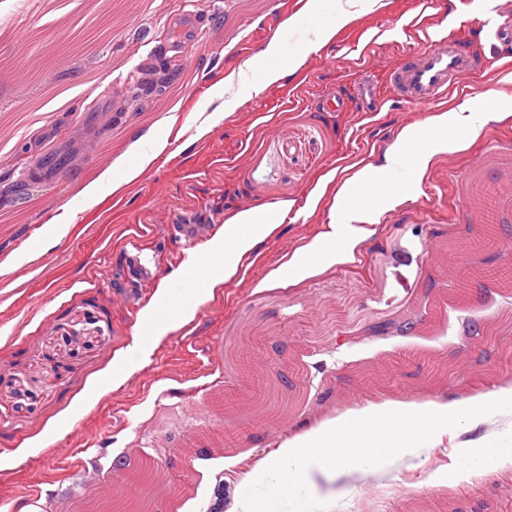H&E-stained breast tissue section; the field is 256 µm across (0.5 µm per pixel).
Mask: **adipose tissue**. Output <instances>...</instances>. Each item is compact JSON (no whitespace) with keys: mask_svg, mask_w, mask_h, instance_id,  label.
<instances>
[{"mask_svg":"<svg viewBox=\"0 0 512 512\" xmlns=\"http://www.w3.org/2000/svg\"><path fill=\"white\" fill-rule=\"evenodd\" d=\"M488 119V113L478 114L469 104H461L429 118L428 124L438 129V137L427 139L420 128L405 127L391 156L411 157L408 175L413 183H420L437 155L466 150L479 137ZM166 147V141H156L140 153L136 165L121 164L104 171L84 187L79 200L69 207L66 219L49 221L47 235L65 236L80 212L118 193L148 169ZM354 194V184L347 182L336 196L337 207L349 216V223L333 225L327 238L312 241L302 254L290 257L282 268L268 274V281L284 278L294 285L353 260L376 222L373 209L354 205ZM272 229L262 208L236 214L225 225L223 236L209 245L211 253L224 258L221 277L232 279L242 260ZM505 407H512V386L494 384L473 396L451 401L386 399L335 410L307 430L288 434L264 456L240 455L236 461L240 468L237 494L228 512H253V502L262 494L271 499L273 512H291L296 504L303 512H326L325 500L313 492L315 475L333 471L342 476L358 473L359 460L364 455L397 458L411 444L407 427L418 420L428 423L420 437L423 447L441 445L443 436L448 434L456 438L461 448L494 447L500 435L489 430L488 423L492 414Z\"/></svg>","mask_w":512,"mask_h":512,"instance_id":"obj_1","label":"adipose tissue"}]
</instances>
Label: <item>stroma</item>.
I'll list each match as a JSON object with an SVG mask.
<instances>
[{"instance_id": "1", "label": "stroma", "mask_w": 512, "mask_h": 512, "mask_svg": "<svg viewBox=\"0 0 512 512\" xmlns=\"http://www.w3.org/2000/svg\"><path fill=\"white\" fill-rule=\"evenodd\" d=\"M186 0H30L12 28L0 27V111L24 144L0 140V176L12 174L20 156H38L47 145L109 160L135 162L164 136L169 110L182 120L214 116L205 138L191 132L171 141L169 153L126 187L80 213L67 235L52 243L44 225L61 214L81 189L102 172L99 164L68 175L49 176L29 195L0 203V220L12 230L0 235V258L15 251L30 260L0 275V512H53L80 488V473L92 466L108 472L122 454L153 462L157 494L153 512H176L187 499L181 475H189L203 502L215 500L205 481L202 457L178 452L184 435L208 448L214 461H233L246 451L272 450L283 431H302L318 419L355 403L380 397L414 401L461 398L491 384L512 385V363L493 349L480 359L470 323L486 327L512 322V290L490 287L467 297L444 275L432 253L458 227L468 224L466 198L512 186V45L503 47L479 27L493 12L512 16V0H358L354 18L318 44V18L303 12L305 0H263L243 8L236 36L216 28L215 12L228 0H196V37L166 42V56L195 52L191 82L159 101L150 118L112 123L124 89H113L98 106L92 125L66 139L49 119L61 95L115 74L130 61L146 60L154 31L174 22ZM289 50L306 49L298 69L253 92L260 79L252 65L275 32ZM446 35L461 42L472 70L419 121L487 100L498 119L465 152L437 156L419 187L392 210H379L375 233L354 260L299 285L263 287L284 257L342 223L335 183L367 166H387L409 106L393 94L368 102L360 87L386 83L392 69ZM40 38L54 49L37 75L18 69L17 38ZM240 78V103L225 111L211 88L227 74ZM275 120L276 136L263 135L257 115ZM265 188L253 198L254 183ZM288 201V215L254 250L255 260L236 277L234 294L223 287L198 299L193 318L150 343L148 358L129 360L139 325L114 305L118 291L137 290L126 273L131 243L160 246L167 253L156 293L173 290L182 275L175 224H209L221 234L238 212L274 208ZM425 321L407 336L368 337L374 320L397 311ZM281 343V354L267 340ZM249 347L253 357L272 360L296 374L307 390L291 408L266 394L260 373L246 401L241 368L231 360L213 366V349ZM125 371L121 385L111 376ZM66 445L67 453L57 452ZM495 460L469 449L476 466L456 478L459 451L449 445L411 447L398 461L365 463L352 478L317 477L315 489L332 512H354L367 490L403 484L380 512H512V437H503Z\"/></svg>"}]
</instances>
